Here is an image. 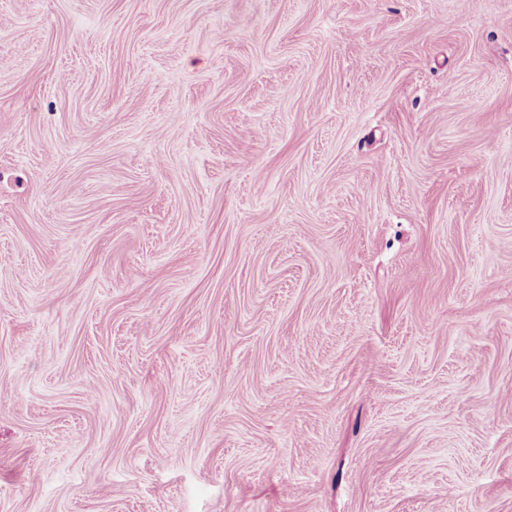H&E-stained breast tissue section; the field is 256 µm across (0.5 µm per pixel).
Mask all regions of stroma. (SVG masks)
<instances>
[{
    "instance_id": "35a3bbf8",
    "label": "stroma",
    "mask_w": 512,
    "mask_h": 512,
    "mask_svg": "<svg viewBox=\"0 0 512 512\" xmlns=\"http://www.w3.org/2000/svg\"><path fill=\"white\" fill-rule=\"evenodd\" d=\"M0 512H512V0H0Z\"/></svg>"
}]
</instances>
